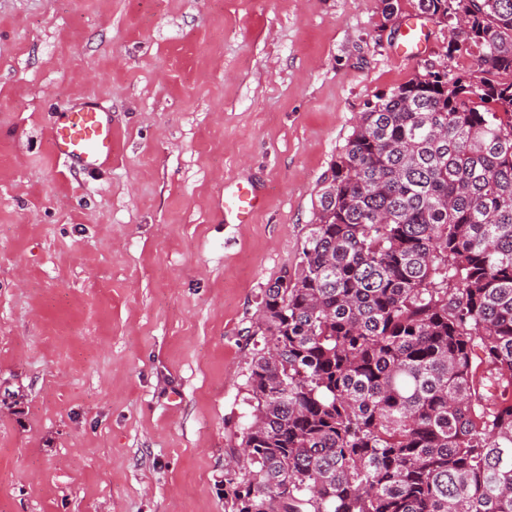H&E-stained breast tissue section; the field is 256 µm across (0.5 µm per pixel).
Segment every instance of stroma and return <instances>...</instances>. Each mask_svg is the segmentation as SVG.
Returning <instances> with one entry per match:
<instances>
[{"label": "stroma", "instance_id": "stroma-1", "mask_svg": "<svg viewBox=\"0 0 512 512\" xmlns=\"http://www.w3.org/2000/svg\"><path fill=\"white\" fill-rule=\"evenodd\" d=\"M379 0H0V512H224L262 293L404 55ZM112 110L69 168L59 112ZM252 184L251 223L225 222ZM112 120L93 102L62 112L49 132L52 153L95 170L112 159ZM224 218L235 224L250 223L260 208V196L251 186L237 184V190L230 195L224 193Z\"/></svg>", "mask_w": 512, "mask_h": 512}]
</instances>
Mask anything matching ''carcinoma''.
<instances>
[{"instance_id": "1", "label": "carcinoma", "mask_w": 512, "mask_h": 512, "mask_svg": "<svg viewBox=\"0 0 512 512\" xmlns=\"http://www.w3.org/2000/svg\"><path fill=\"white\" fill-rule=\"evenodd\" d=\"M412 2L477 69L360 113L260 299L224 512H512V0Z\"/></svg>"}]
</instances>
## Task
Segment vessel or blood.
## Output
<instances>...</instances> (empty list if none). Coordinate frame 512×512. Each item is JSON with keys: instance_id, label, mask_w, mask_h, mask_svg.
<instances>
[{"instance_id": "obj_1", "label": "vessel or blood", "mask_w": 512, "mask_h": 512, "mask_svg": "<svg viewBox=\"0 0 512 512\" xmlns=\"http://www.w3.org/2000/svg\"><path fill=\"white\" fill-rule=\"evenodd\" d=\"M112 121L108 113L92 102L80 103L60 114L49 132L54 156L64 157L88 170H95L112 158ZM260 207L254 188L238 185L224 198V217L236 224L250 223Z\"/></svg>"}]
</instances>
